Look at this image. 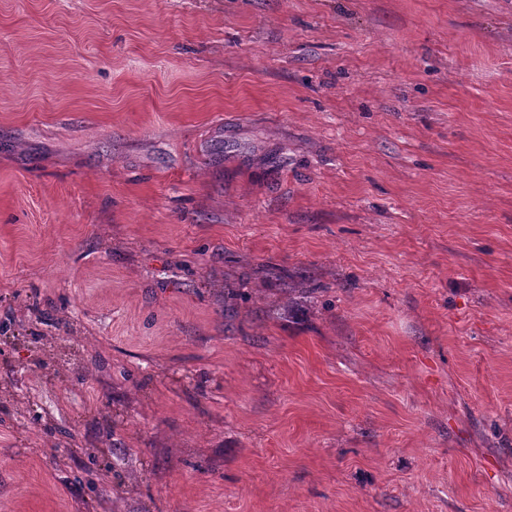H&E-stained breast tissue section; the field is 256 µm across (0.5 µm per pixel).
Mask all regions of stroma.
<instances>
[{
	"label": "stroma",
	"mask_w": 512,
	"mask_h": 512,
	"mask_svg": "<svg viewBox=\"0 0 512 512\" xmlns=\"http://www.w3.org/2000/svg\"><path fill=\"white\" fill-rule=\"evenodd\" d=\"M0 512H512V0H0Z\"/></svg>",
	"instance_id": "stroma-1"
}]
</instances>
